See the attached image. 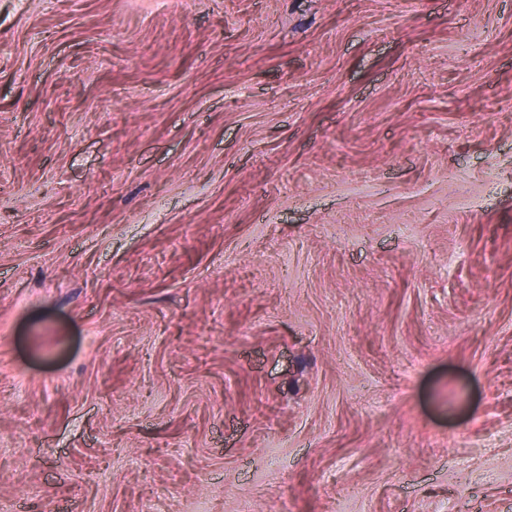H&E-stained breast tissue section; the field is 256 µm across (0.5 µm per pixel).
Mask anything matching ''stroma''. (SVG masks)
I'll return each mask as SVG.
<instances>
[{"mask_svg": "<svg viewBox=\"0 0 512 512\" xmlns=\"http://www.w3.org/2000/svg\"><path fill=\"white\" fill-rule=\"evenodd\" d=\"M5 512H512V0H0Z\"/></svg>", "mask_w": 512, "mask_h": 512, "instance_id": "35a3bbf8", "label": "stroma"}]
</instances>
